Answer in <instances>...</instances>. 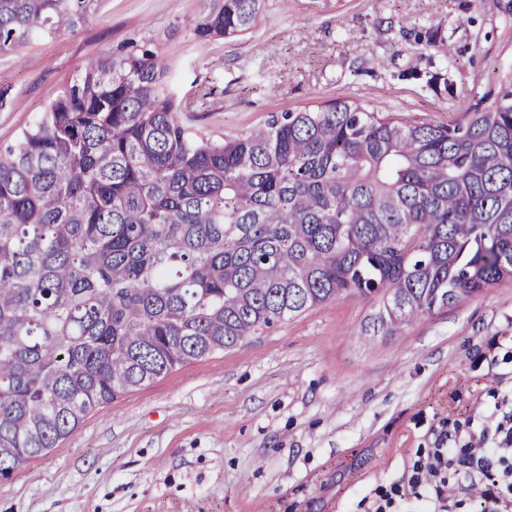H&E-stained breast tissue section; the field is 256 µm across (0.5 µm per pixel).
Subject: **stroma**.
<instances>
[{
    "instance_id": "obj_1",
    "label": "stroma",
    "mask_w": 512,
    "mask_h": 512,
    "mask_svg": "<svg viewBox=\"0 0 512 512\" xmlns=\"http://www.w3.org/2000/svg\"><path fill=\"white\" fill-rule=\"evenodd\" d=\"M196 0H105L78 34L0 60V144L91 57L155 36L170 89L211 136L308 103L370 101L407 120L457 119L445 93L400 80L442 62L459 97L512 82V0H269L248 33L189 34ZM370 302L341 298L186 364L98 407L56 448L0 480V512H369L406 483L449 423L481 420L512 392V283L365 341Z\"/></svg>"
}]
</instances>
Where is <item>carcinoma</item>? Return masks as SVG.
<instances>
[{
    "label": "carcinoma",
    "mask_w": 512,
    "mask_h": 512,
    "mask_svg": "<svg viewBox=\"0 0 512 512\" xmlns=\"http://www.w3.org/2000/svg\"><path fill=\"white\" fill-rule=\"evenodd\" d=\"M105 0H0V56ZM267 0H198L201 45ZM162 44L89 60L0 147V478L103 404L341 297L394 336L512 279V89L464 119L339 99L214 139Z\"/></svg>",
    "instance_id": "obj_1"
}]
</instances>
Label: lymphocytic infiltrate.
I'll return each instance as SVG.
<instances>
[{
    "label": "lymphocytic infiltrate",
    "instance_id": "1",
    "mask_svg": "<svg viewBox=\"0 0 512 512\" xmlns=\"http://www.w3.org/2000/svg\"><path fill=\"white\" fill-rule=\"evenodd\" d=\"M423 512H512V394L490 409L481 428H454L420 454L407 487L379 491L373 512H402L408 499Z\"/></svg>",
    "mask_w": 512,
    "mask_h": 512
}]
</instances>
